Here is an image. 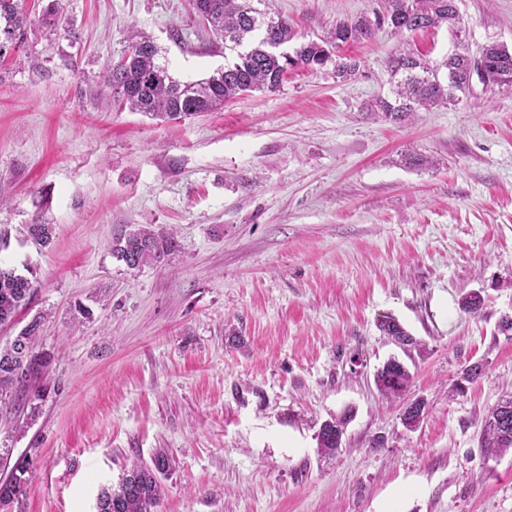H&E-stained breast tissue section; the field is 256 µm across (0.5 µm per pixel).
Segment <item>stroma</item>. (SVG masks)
Instances as JSON below:
<instances>
[{
    "label": "stroma",
    "instance_id": "stroma-1",
    "mask_svg": "<svg viewBox=\"0 0 512 512\" xmlns=\"http://www.w3.org/2000/svg\"><path fill=\"white\" fill-rule=\"evenodd\" d=\"M382 5L258 7L301 44ZM59 6L61 33L32 26L0 62V264L37 285L0 347L41 315L48 358L0 400V476L37 451L21 512H95L102 488L161 452L158 512H512V451L480 443L512 394L498 330L512 316V92L476 82L405 125L365 110L389 96L399 51L512 50V0H456L457 31L385 26L344 45L347 82L301 68L179 122L108 104L102 75L134 26L179 80L223 68L189 0ZM37 218L54 227L44 247L25 232ZM141 226L173 230L176 248L131 269L111 242ZM469 293L477 312L459 307ZM388 316L414 346L381 333ZM391 358L412 382L388 403L374 375ZM347 409L340 452L320 456V425Z\"/></svg>",
    "mask_w": 512,
    "mask_h": 512
}]
</instances>
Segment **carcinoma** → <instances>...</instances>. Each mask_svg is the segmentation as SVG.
I'll list each match as a JSON object with an SVG mask.
<instances>
[{
    "label": "carcinoma",
    "instance_id": "carcinoma-1",
    "mask_svg": "<svg viewBox=\"0 0 512 512\" xmlns=\"http://www.w3.org/2000/svg\"><path fill=\"white\" fill-rule=\"evenodd\" d=\"M252 0H190L192 9H201L202 19L213 34L224 40V49L233 53L224 68L196 82H182L158 62L159 48L142 31L129 35L131 54H123L117 64L103 74V85L112 101L131 112H143L156 118L178 120L199 112H216L224 103L251 91H277L290 68L323 67L333 63L336 80L343 82L354 75L357 62L351 58L332 56V50L342 44L369 39L376 28L387 23L396 31H416L446 25L458 27L455 0H384L383 10L370 19L343 21L321 42L300 44L293 53L279 51L280 46L294 39L288 20L279 17L268 23L269 16L251 5ZM40 23L50 32L60 26L57 0L43 10L38 20L26 12L23 0H0V58L23 46L28 29ZM486 63L477 79L487 87L512 88V52L503 46L485 47ZM455 71L451 85L439 79L440 65L412 53H401L390 60L392 76L399 77L395 99L378 98L366 110L381 113L396 124L408 122L416 108L431 104L453 105L457 93H466L472 85V66L468 53L459 50L450 61ZM28 234L46 246L53 228L49 224H31ZM174 249L172 233L149 227L125 231L112 239V254L135 269L145 264L164 261ZM35 282L13 268L0 266V325L14 320L17 312L30 301ZM41 320L34 318L20 331L17 339L30 352L20 362L12 347L0 349V399L9 393L27 391L40 378L48 361L46 355L35 351ZM380 331L399 343L408 345L414 340L393 318L380 322ZM25 365L23 380L14 378L15 369ZM410 374L404 367L388 362L376 374V386L385 397H399L410 384ZM347 416L343 415L321 424L317 447L324 455H333L342 447ZM482 448L488 455L512 449V398L497 405L485 419ZM33 456L25 454L21 464L13 467L10 476L0 481V512H13L26 498L34 477ZM169 462L159 453L147 464L135 463L115 488L102 490L97 499V512H157L163 488L158 474Z\"/></svg>",
    "mask_w": 512,
    "mask_h": 512
}]
</instances>
